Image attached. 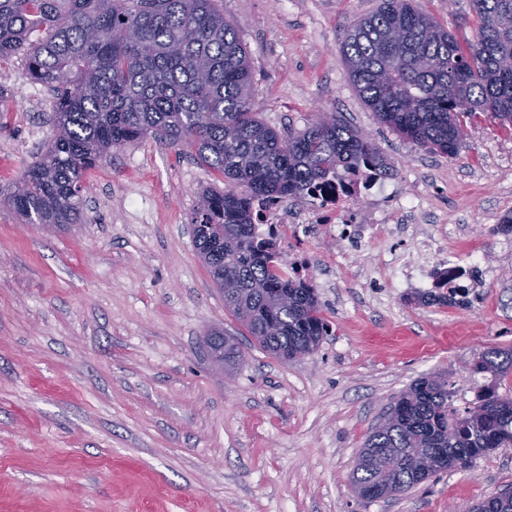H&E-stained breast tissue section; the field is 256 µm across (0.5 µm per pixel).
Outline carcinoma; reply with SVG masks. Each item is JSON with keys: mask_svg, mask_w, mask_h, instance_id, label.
<instances>
[{"mask_svg": "<svg viewBox=\"0 0 512 512\" xmlns=\"http://www.w3.org/2000/svg\"><path fill=\"white\" fill-rule=\"evenodd\" d=\"M475 38L462 46L413 0H381L347 29L339 53L374 115L417 146L453 156L465 119L484 113L512 127V0H470ZM24 56L30 78L55 95V134L9 196L26 224L66 229L82 214L85 173L112 149L147 137L191 151L232 188L202 191L190 216L196 250L224 307L281 360L314 352L329 322L313 284L294 280L253 208L265 198H306L320 182L374 167L378 149L324 113L283 136L250 104L251 66L216 0H0V62ZM467 289L420 300L472 304ZM206 343L235 365L242 352L222 329ZM472 371L491 374L464 412L448 376L404 390L367 436L351 482L373 500L403 494L439 472L512 446V396L498 392L512 351L490 348ZM471 512H512V491Z\"/></svg>", "mask_w": 512, "mask_h": 512, "instance_id": "1", "label": "carcinoma"}]
</instances>
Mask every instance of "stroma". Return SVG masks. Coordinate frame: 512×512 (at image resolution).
<instances>
[{
    "instance_id": "obj_1",
    "label": "stroma",
    "mask_w": 512,
    "mask_h": 512,
    "mask_svg": "<svg viewBox=\"0 0 512 512\" xmlns=\"http://www.w3.org/2000/svg\"><path fill=\"white\" fill-rule=\"evenodd\" d=\"M381 0H220L253 73L251 103L277 132L300 133L336 113L381 152L387 181L418 200H359L429 234L452 252L478 247L500 270L479 280L472 306L424 305L376 256L402 239L358 244L308 237L329 255L315 282L332 332L310 355L264 351L224 307L189 226L199 192L222 179L188 151L148 137L87 171L81 223L24 224L12 185L53 135V93L22 57L0 64L8 110L0 124V512H470L512 489V448L438 474L407 493L359 498L350 475L369 432L414 381L446 372L474 394L471 364L512 348V131L487 115L454 156L419 148L379 123L337 48L346 26ZM460 42L469 0H414ZM237 335L233 370L205 337Z\"/></svg>"
}]
</instances>
